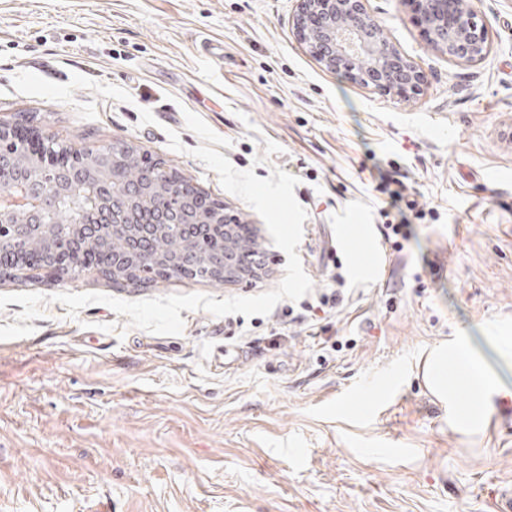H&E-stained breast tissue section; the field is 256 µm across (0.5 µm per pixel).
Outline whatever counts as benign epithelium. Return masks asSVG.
Masks as SVG:
<instances>
[{
	"mask_svg": "<svg viewBox=\"0 0 512 512\" xmlns=\"http://www.w3.org/2000/svg\"><path fill=\"white\" fill-rule=\"evenodd\" d=\"M296 2L299 39L325 67L379 93L410 98L423 92L425 72L385 40L368 7L369 0ZM402 4L417 17L427 43L449 59L476 63L488 56L490 27L466 0H402ZM52 142L37 130L0 120V185L5 187L0 200V258L54 231L45 222L46 214L82 187L90 189V205L78 212L70 225L72 233L125 236L128 251L143 269L155 263L149 251L153 233L170 224L195 225L197 240L173 261V276L205 249L204 224L237 223L222 207L204 219L195 206V186L176 174L158 185L148 181L129 185L118 197L112 184L118 181L121 169L114 166L95 175L85 166L87 155L56 153ZM18 143L30 145L41 162L18 165L14 154Z\"/></svg>",
	"mask_w": 512,
	"mask_h": 512,
	"instance_id": "obj_1",
	"label": "benign epithelium"
}]
</instances>
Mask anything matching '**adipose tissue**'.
Masks as SVG:
<instances>
[{
	"label": "adipose tissue",
	"mask_w": 512,
	"mask_h": 512,
	"mask_svg": "<svg viewBox=\"0 0 512 512\" xmlns=\"http://www.w3.org/2000/svg\"><path fill=\"white\" fill-rule=\"evenodd\" d=\"M428 375L435 391H442L448 382L449 372H456L464 390L472 394L470 405L460 414L458 421L462 424H474L481 421L485 411L481 404L484 396L496 393L494 380L483 370L471 355L464 343H457L454 348L441 349L428 362Z\"/></svg>",
	"instance_id": "1"
}]
</instances>
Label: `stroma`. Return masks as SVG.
<instances>
[{
  "instance_id": "stroma-1",
  "label": "stroma",
  "mask_w": 512,
  "mask_h": 512,
  "mask_svg": "<svg viewBox=\"0 0 512 512\" xmlns=\"http://www.w3.org/2000/svg\"><path fill=\"white\" fill-rule=\"evenodd\" d=\"M369 5L427 73L420 96L324 68L294 35L296 0H0L1 119L158 159L259 226L265 253L260 276L227 283L0 277V294L49 298L32 320L18 303L0 310V512H502L512 500V354L499 343L512 336V0H472L492 36L478 64L428 47L400 0ZM270 140L282 151L268 157ZM202 144L257 177H298L303 269L318 292L342 262L353 288L324 336L288 325L283 301L266 316L184 310L178 336L52 302L220 300L281 282L285 253L191 156ZM382 171L407 176L436 215L369 274ZM453 340L500 388L474 427L456 421L465 391L443 404L425 377Z\"/></svg>"
}]
</instances>
